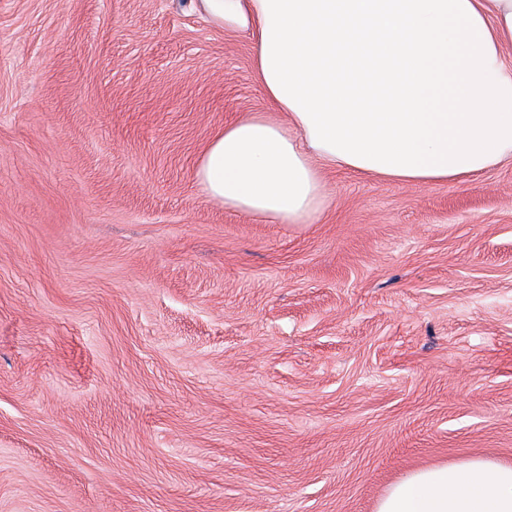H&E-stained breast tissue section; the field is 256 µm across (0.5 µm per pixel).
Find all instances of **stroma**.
Segmentation results:
<instances>
[{
    "instance_id": "stroma-1",
    "label": "stroma",
    "mask_w": 512,
    "mask_h": 512,
    "mask_svg": "<svg viewBox=\"0 0 512 512\" xmlns=\"http://www.w3.org/2000/svg\"><path fill=\"white\" fill-rule=\"evenodd\" d=\"M267 107L189 0H0V512H374L512 463V163L328 168L270 224L195 176Z\"/></svg>"
}]
</instances>
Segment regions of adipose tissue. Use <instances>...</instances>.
<instances>
[{"label": "adipose tissue", "mask_w": 512, "mask_h": 512, "mask_svg": "<svg viewBox=\"0 0 512 512\" xmlns=\"http://www.w3.org/2000/svg\"><path fill=\"white\" fill-rule=\"evenodd\" d=\"M191 2L214 28L250 34L270 105L225 124L198 162L227 210L311 224L326 166L425 186L512 161V0ZM375 512H512V464L411 471Z\"/></svg>", "instance_id": "adipose-tissue-1"}]
</instances>
